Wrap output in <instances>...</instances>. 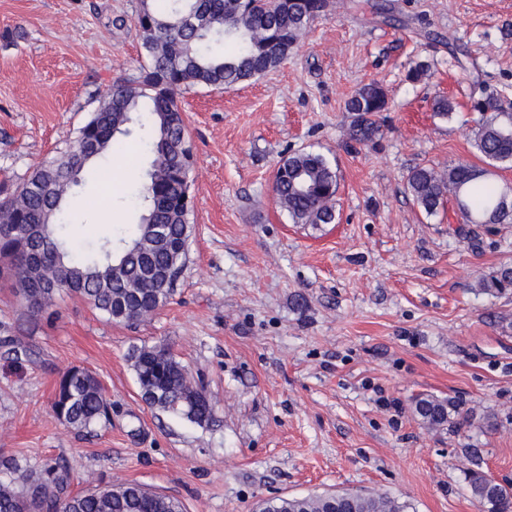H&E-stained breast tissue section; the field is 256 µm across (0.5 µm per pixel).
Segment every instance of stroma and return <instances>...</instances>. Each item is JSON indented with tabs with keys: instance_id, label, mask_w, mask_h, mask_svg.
Listing matches in <instances>:
<instances>
[{
	"instance_id": "obj_1",
	"label": "stroma",
	"mask_w": 512,
	"mask_h": 512,
	"mask_svg": "<svg viewBox=\"0 0 512 512\" xmlns=\"http://www.w3.org/2000/svg\"><path fill=\"white\" fill-rule=\"evenodd\" d=\"M372 0L317 18L276 69L179 97L194 164L189 259L172 300L137 328L85 302L31 319L0 282V459L69 464L82 491L118 482L185 512H258L275 497L386 492L414 512H484L467 473L512 484V295L479 289L512 263V225L459 227L405 193L416 167L474 161L473 102L512 101V0ZM140 0H0V198L75 139L112 82L148 63ZM430 73L407 78L419 62ZM380 79L378 135L350 142L346 101ZM443 95L452 119L435 116ZM301 149L335 160L336 221L294 224L272 191ZM74 195V240L110 236L136 212L97 174ZM172 351L215 405L199 426L150 408L131 346ZM31 357L18 359L13 346ZM92 371L112 398L93 431L50 407L63 370ZM420 394L460 406L457 427L413 414Z\"/></svg>"
}]
</instances>
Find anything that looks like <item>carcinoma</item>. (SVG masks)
<instances>
[{"label":"carcinoma","instance_id":"1","mask_svg":"<svg viewBox=\"0 0 512 512\" xmlns=\"http://www.w3.org/2000/svg\"><path fill=\"white\" fill-rule=\"evenodd\" d=\"M339 0H141L138 25L148 64L134 85L117 80L96 112L78 130L64 155L37 168L24 187L0 199V278L11 281L30 315L38 317L64 295L87 302L109 320L126 326L144 323L167 304L186 266L192 208L193 153L179 105L182 90L233 87L277 68L318 16L337 9ZM354 115L348 138L373 141L380 114L387 110L382 84L361 87L345 104ZM479 118L472 129L475 156L487 165H512V112L491 92L473 106ZM138 123L144 136L131 149L148 155L146 176L132 205L139 220L111 239L73 244L66 230L67 202L82 174L106 155L124 149L123 138ZM273 191L280 210L294 224L315 229L336 221L339 175L322 153L309 149L282 159ZM406 192L417 208L433 216L453 202L463 224H512V201L489 181L483 168L458 161L413 169ZM43 260L29 264L25 255ZM490 295L512 291V265L505 263L479 281ZM129 358L145 403L197 425L212 420L214 406L187 368L168 349L134 345ZM52 411L66 426L90 431L111 420L112 401L93 373L64 370L56 383ZM423 424L444 428L455 423L458 405L432 395L414 400ZM472 497L487 512H512V487L482 470L467 474ZM72 468L46 462L23 470L0 462V512H183L171 496L151 493L136 483L73 493ZM344 512H407L409 504L386 493L346 492ZM261 512H331L325 494L277 498Z\"/></svg>","mask_w":512,"mask_h":512}]
</instances>
